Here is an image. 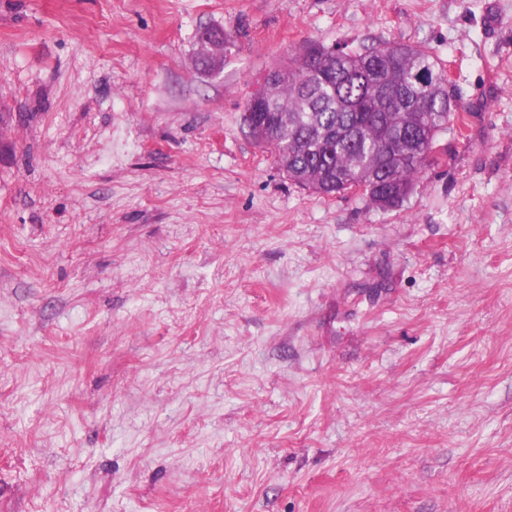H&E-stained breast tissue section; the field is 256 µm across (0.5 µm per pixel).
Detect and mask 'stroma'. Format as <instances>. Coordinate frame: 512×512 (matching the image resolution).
<instances>
[{
  "label": "stroma",
  "mask_w": 512,
  "mask_h": 512,
  "mask_svg": "<svg viewBox=\"0 0 512 512\" xmlns=\"http://www.w3.org/2000/svg\"><path fill=\"white\" fill-rule=\"evenodd\" d=\"M311 41L467 110L402 206L242 131ZM0 512H512V0H0ZM197 38L200 40L196 46L195 55L200 71L205 75L219 74L224 68V64L221 67V35H215L212 28H204Z\"/></svg>",
  "instance_id": "stroma-1"
}]
</instances>
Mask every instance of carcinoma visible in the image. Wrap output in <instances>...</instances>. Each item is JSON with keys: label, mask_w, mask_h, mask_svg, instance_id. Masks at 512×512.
Instances as JSON below:
<instances>
[{"label": "carcinoma", "mask_w": 512, "mask_h": 512, "mask_svg": "<svg viewBox=\"0 0 512 512\" xmlns=\"http://www.w3.org/2000/svg\"><path fill=\"white\" fill-rule=\"evenodd\" d=\"M259 90L262 120L244 114L243 128L291 181L324 196L361 184L382 210L409 199L438 136L467 121L436 56L407 44H308Z\"/></svg>", "instance_id": "carcinoma-1"}]
</instances>
